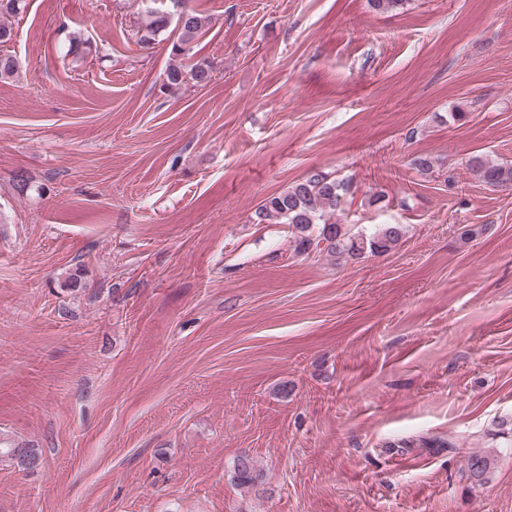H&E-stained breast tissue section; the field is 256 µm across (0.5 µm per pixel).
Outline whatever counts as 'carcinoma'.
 Returning a JSON list of instances; mask_svg holds the SVG:
<instances>
[{"mask_svg":"<svg viewBox=\"0 0 512 512\" xmlns=\"http://www.w3.org/2000/svg\"><path fill=\"white\" fill-rule=\"evenodd\" d=\"M150 6L142 13L139 42L148 44L159 36L171 42V54L186 57L191 44L202 34L205 19L189 9L186 0H170L177 8L175 27H170L171 14L152 6L156 0H148ZM25 10V0H0V45L12 40L13 26L9 18L19 17ZM19 64L11 55L0 54V82L12 81L18 76ZM478 179L488 186H500L512 182V167L493 164L482 159L473 160ZM348 184L322 172L310 174L284 191L274 194L261 206L259 217L275 219L294 230L295 251L324 252L336 258H362L367 254H381L396 246L405 235L401 224H382L373 233L354 235L333 221L341 206ZM494 462L486 456L473 455L467 462L468 478L482 484L488 480ZM235 478L242 487H253L262 474L253 460L241 456L235 465Z\"/></svg>","mask_w":512,"mask_h":512,"instance_id":"carcinoma-1","label":"carcinoma"}]
</instances>
